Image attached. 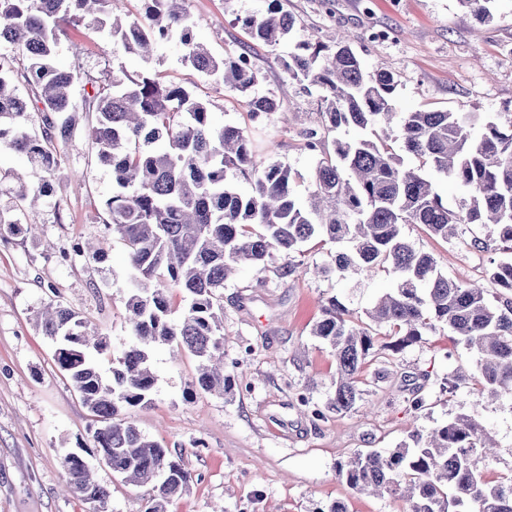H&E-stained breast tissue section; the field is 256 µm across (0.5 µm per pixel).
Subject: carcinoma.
<instances>
[{
    "mask_svg": "<svg viewBox=\"0 0 512 512\" xmlns=\"http://www.w3.org/2000/svg\"><path fill=\"white\" fill-rule=\"evenodd\" d=\"M141 2V17L112 18V40L126 53L146 60L177 34L184 63L206 75L222 74L224 86L249 97L253 116L277 111L276 99L256 89L248 52L218 61L196 39L183 0ZM265 2L264 10L243 19L251 39L266 45L291 39L296 18L282 0ZM459 2L479 22L491 20L494 0ZM110 6L112 0H0V44L25 57L30 86L26 98L9 87L12 59L0 55V142L47 173L57 166L53 143L72 136L63 114L72 109L78 79L57 63L58 31ZM284 67L289 83L320 103L321 124L299 132L300 149L318 155L304 202L290 166L258 160L244 129L215 125L206 102L185 88L146 71L128 83L114 79L94 95L90 137L114 185L105 206L135 271L126 302L134 341L108 377L93 357L107 349V338L88 331L78 313L49 305L37 324L55 344L59 369L99 422L92 441L102 461L124 481L150 487L146 512H168L167 504L192 481L180 456L123 414L152 402V347L190 351L199 358L198 387L226 393L224 283L245 266H267L277 254L285 259L283 273L296 272V255L314 237L332 247L316 267L322 277L377 270L393 276L392 288L366 312L365 322L336 296L321 306L312 334L336 357L330 409L355 410L369 356L398 353L438 325L448 328L452 344L477 352V382L490 397L512 392V113L494 119L475 112H400L394 75L365 67L342 34L330 45L298 41ZM31 111L43 114L38 133L27 125ZM231 170L249 183L248 191L227 181ZM431 171L465 189L458 206L443 201ZM404 224H421L446 240L472 225L488 228L471 245L494 244L506 254L489 273L496 303L486 288L443 274L430 253L404 238ZM176 291L188 299L178 320L171 318ZM383 328L395 340L380 345ZM416 442L386 456L356 453L337 463L338 476L359 494L389 491L405 499L408 512H512V476L488 478L478 469L479 454L491 444L474 418L458 415ZM63 468L69 490L101 507L107 503L109 490L92 478L79 454L65 455Z\"/></svg>",
    "mask_w": 512,
    "mask_h": 512,
    "instance_id": "obj_1",
    "label": "carcinoma"
}]
</instances>
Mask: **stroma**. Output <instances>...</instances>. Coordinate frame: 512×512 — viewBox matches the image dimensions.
Instances as JSON below:
<instances>
[{"mask_svg":"<svg viewBox=\"0 0 512 512\" xmlns=\"http://www.w3.org/2000/svg\"><path fill=\"white\" fill-rule=\"evenodd\" d=\"M262 6V0H183L201 22L197 39L215 58L250 51L258 90L277 97V113L251 116L246 96L225 88L222 77L186 66L176 43L162 45L145 62L113 44L104 24L85 20L65 25L59 37L58 62L79 80L72 138L55 142L52 174L25 165L0 143V208L37 229L33 236L0 233V512H145L148 487L123 482L100 461L91 440L93 417L57 367L54 344L37 329L35 315L51 301L78 312L106 336L107 368L130 340L126 300L133 270L104 207L112 172L99 163L89 137L93 95L111 78L127 81L149 70L185 87L208 103L215 123L249 133L262 160L291 166L295 189L305 195L316 158L299 149L298 132L318 124L319 109L315 98L287 83L282 60L289 43L258 44L244 30L243 17ZM284 8L297 19L296 39L344 33L367 67L393 73L403 111L512 110V0H495L492 19L482 25L459 0H284ZM46 180V201L32 206L21 200V189ZM402 233L464 284L487 283L500 257L472 247L473 236L486 234L480 226L449 240L419 224L403 225ZM91 235L104 259L74 255V246ZM260 277L266 286L258 290ZM391 281L385 272L339 279L243 269L223 289L231 388L222 396L196 387L198 362L190 353L173 354L165 344L153 349V401L127 414L143 435L182 455L192 473L170 512H316L337 500L347 512H407L393 496L354 493L339 478L337 462L412 443L414 435L460 414L476 416L498 444L495 455L480 459V470L491 478L512 475V398L489 402L472 383L453 394L444 389L454 369L476 370L475 354L451 345L445 327L399 353L368 358L359 407L345 415L329 410L336 359L311 334L322 301L345 299L361 317ZM417 395L424 399L419 410L412 406ZM315 408L323 418L312 417ZM71 451L81 453L109 488L105 507L64 490L61 461Z\"/></svg>","mask_w":512,"mask_h":512,"instance_id":"stroma-1","label":"stroma"}]
</instances>
